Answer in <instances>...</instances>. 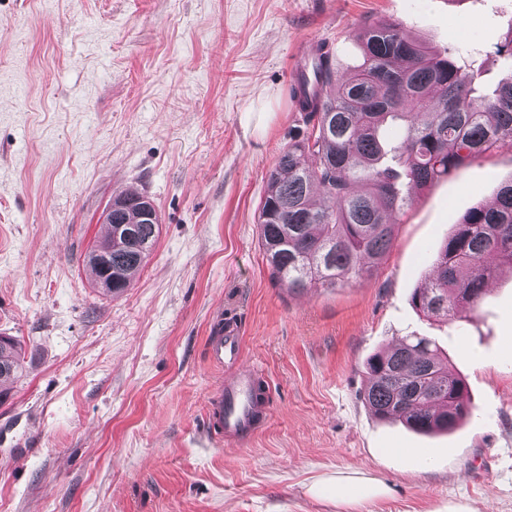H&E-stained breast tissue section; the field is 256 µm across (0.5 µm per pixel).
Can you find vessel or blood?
<instances>
[{
    "instance_id": "1",
    "label": "vessel or blood",
    "mask_w": 512,
    "mask_h": 512,
    "mask_svg": "<svg viewBox=\"0 0 512 512\" xmlns=\"http://www.w3.org/2000/svg\"><path fill=\"white\" fill-rule=\"evenodd\" d=\"M206 351L213 366L231 371L209 400L208 426L221 443L243 445L271 414L267 386L258 371L240 367L241 338L236 323H227L209 336Z\"/></svg>"
}]
</instances>
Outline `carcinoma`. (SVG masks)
Listing matches in <instances>:
<instances>
[{
	"mask_svg": "<svg viewBox=\"0 0 512 512\" xmlns=\"http://www.w3.org/2000/svg\"><path fill=\"white\" fill-rule=\"evenodd\" d=\"M292 95L314 124L269 170L258 214L270 275L290 293L371 277L391 247L387 216L512 135V79L487 90L473 65L432 52L394 22L363 32L362 62L345 76L319 46ZM143 198L114 196L110 231L86 254L97 278L94 259L112 263L105 296L129 287L157 242L159 224L145 223ZM501 265L512 267V178L444 237L412 304L451 322L477 309ZM21 367L20 345L0 336V378ZM364 367V400L380 420H401L421 434L449 433L472 414L464 378L426 336H407Z\"/></svg>",
	"mask_w": 512,
	"mask_h": 512,
	"instance_id": "carcinoma-1",
	"label": "carcinoma"
}]
</instances>
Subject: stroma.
<instances>
[{
	"instance_id": "stroma-1",
	"label": "stroma",
	"mask_w": 512,
	"mask_h": 512,
	"mask_svg": "<svg viewBox=\"0 0 512 512\" xmlns=\"http://www.w3.org/2000/svg\"><path fill=\"white\" fill-rule=\"evenodd\" d=\"M380 22L486 87L512 76V0H0V336L23 354L0 404V512H512V270L451 323L411 303L452 224L512 177V139L424 188L369 280L291 295L260 247L266 174L308 130L296 65L323 44L348 72ZM130 188L160 235L111 298L85 256ZM223 319L269 386L240 448L206 428ZM412 334L466 378L453 433L363 399L366 359ZM363 476L385 495L337 496Z\"/></svg>"
}]
</instances>
